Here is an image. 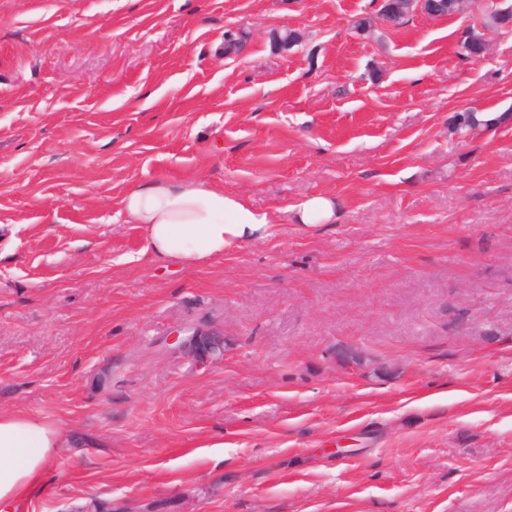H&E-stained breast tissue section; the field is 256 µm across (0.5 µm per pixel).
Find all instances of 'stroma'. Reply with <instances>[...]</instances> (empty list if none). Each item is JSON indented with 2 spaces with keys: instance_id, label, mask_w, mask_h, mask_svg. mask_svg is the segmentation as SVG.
<instances>
[{
  "instance_id": "obj_1",
  "label": "stroma",
  "mask_w": 512,
  "mask_h": 512,
  "mask_svg": "<svg viewBox=\"0 0 512 512\" xmlns=\"http://www.w3.org/2000/svg\"><path fill=\"white\" fill-rule=\"evenodd\" d=\"M379 7L0 0V412L64 434L15 512H512V0ZM154 180L277 232L152 257L119 201ZM298 224L318 226L330 224L336 217V201L330 196L317 194L293 207Z\"/></svg>"
}]
</instances>
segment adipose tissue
Listing matches in <instances>:
<instances>
[{
    "label": "adipose tissue",
    "instance_id": "ef3b65f1",
    "mask_svg": "<svg viewBox=\"0 0 512 512\" xmlns=\"http://www.w3.org/2000/svg\"><path fill=\"white\" fill-rule=\"evenodd\" d=\"M126 223L140 225L155 257L201 267L228 248L275 235L277 214L257 210L240 197L195 180H158L138 185L120 200ZM58 427L21 412L0 414V507L35 493L54 448Z\"/></svg>",
    "mask_w": 512,
    "mask_h": 512
}]
</instances>
